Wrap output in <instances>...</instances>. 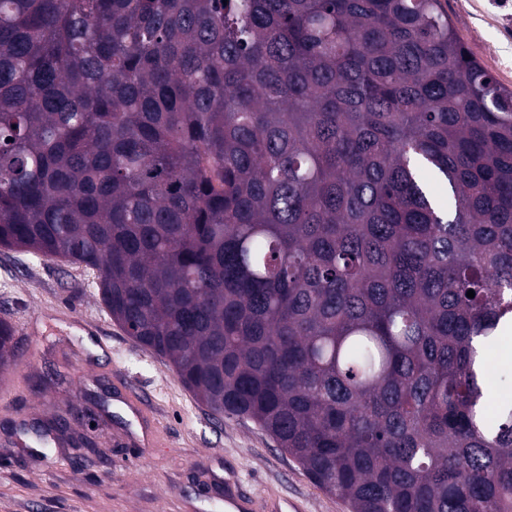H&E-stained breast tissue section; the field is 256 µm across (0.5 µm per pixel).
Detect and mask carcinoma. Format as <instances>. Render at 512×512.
I'll return each mask as SVG.
<instances>
[{
  "label": "carcinoma",
  "instance_id": "1",
  "mask_svg": "<svg viewBox=\"0 0 512 512\" xmlns=\"http://www.w3.org/2000/svg\"><path fill=\"white\" fill-rule=\"evenodd\" d=\"M2 248L350 512H512V91L441 0H0ZM507 336H509L508 339ZM510 351L512 352V331L506 334V337L491 351L489 356V378L487 387L490 404H495L503 396H507L512 400V383L510 384V377L508 380L504 381L505 375L510 376L511 364L502 361L506 354H509L512 359ZM510 357L508 358L509 362Z\"/></svg>",
  "mask_w": 512,
  "mask_h": 512
}]
</instances>
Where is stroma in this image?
<instances>
[{
	"mask_svg": "<svg viewBox=\"0 0 512 512\" xmlns=\"http://www.w3.org/2000/svg\"><path fill=\"white\" fill-rule=\"evenodd\" d=\"M460 40L512 89V0H442ZM29 349L0 369V512H225L224 485L349 512L257 425L217 421L172 366L111 319L93 271L0 249V319ZM512 337L489 356V402L512 399ZM82 412L90 447L40 442L19 422Z\"/></svg>",
	"mask_w": 512,
	"mask_h": 512,
	"instance_id": "obj_1",
	"label": "stroma"
}]
</instances>
